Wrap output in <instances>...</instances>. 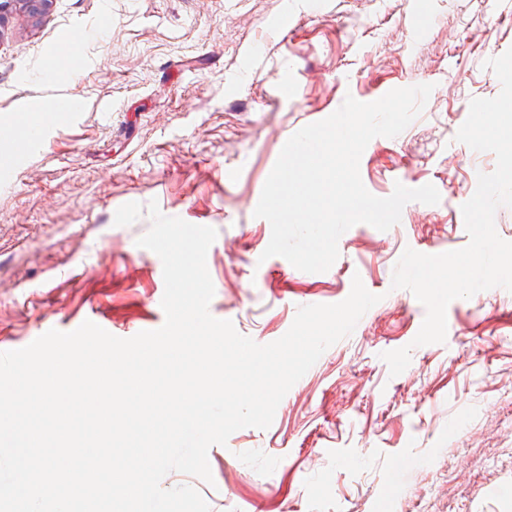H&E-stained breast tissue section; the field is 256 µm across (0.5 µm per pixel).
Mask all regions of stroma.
<instances>
[{
    "label": "stroma",
    "mask_w": 512,
    "mask_h": 512,
    "mask_svg": "<svg viewBox=\"0 0 512 512\" xmlns=\"http://www.w3.org/2000/svg\"><path fill=\"white\" fill-rule=\"evenodd\" d=\"M291 16L280 29L282 16ZM78 52L53 74L55 45ZM512 48V0H52L0 21V119L76 95L84 111L48 129L0 183V346L92 321L121 337L160 328L163 267L136 241L157 201L209 226L210 313L255 342L279 339L298 307L335 304L353 277L381 300L328 348L279 404L268 429L235 431L208 452L212 482L170 472L210 512H512V292L452 301L445 343L412 347L426 315L392 289L405 250L465 247L461 206L492 152L457 142L474 98L501 85L487 60ZM287 90H280V80ZM429 83L421 114L377 137L360 161L365 187L434 185L382 232L357 224L322 273L263 258L271 225L255 217L286 141L365 101ZM411 346L391 376L382 352Z\"/></svg>",
    "instance_id": "stroma-1"
}]
</instances>
